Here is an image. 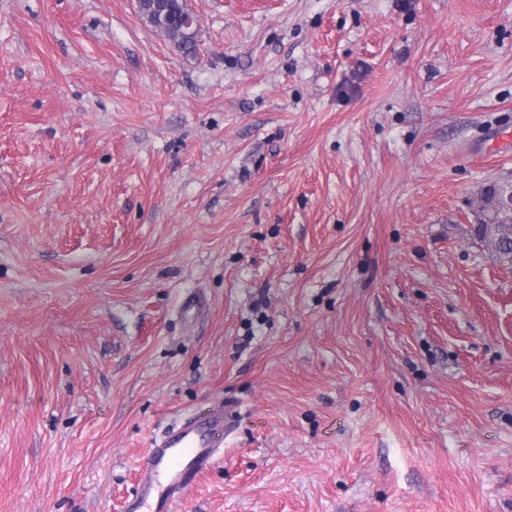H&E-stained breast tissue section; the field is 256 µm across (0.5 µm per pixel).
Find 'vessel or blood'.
<instances>
[{
  "instance_id": "vessel-or-blood-1",
  "label": "vessel or blood",
  "mask_w": 512,
  "mask_h": 512,
  "mask_svg": "<svg viewBox=\"0 0 512 512\" xmlns=\"http://www.w3.org/2000/svg\"><path fill=\"white\" fill-rule=\"evenodd\" d=\"M230 417L229 410L210 407L156 439L140 467L127 512H173L194 479L213 465Z\"/></svg>"
}]
</instances>
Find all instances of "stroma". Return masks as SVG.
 I'll list each match as a JSON object with an SVG mask.
<instances>
[{"mask_svg": "<svg viewBox=\"0 0 512 512\" xmlns=\"http://www.w3.org/2000/svg\"><path fill=\"white\" fill-rule=\"evenodd\" d=\"M0 0V512H512V0ZM162 3H158V2ZM182 0H143L145 12L155 19L152 27L163 30L167 37L176 42L185 54H193L196 49V35L187 37L186 33L194 29L190 25L192 15L182 19ZM185 24V25H184ZM186 26V27H185ZM501 189V197L498 201L492 202L488 201L483 197L481 201L480 211L484 212L486 210H500L502 211V218L498 224H512V185H499ZM507 211L510 212V218H508ZM230 417L228 408L209 407L154 440L127 512H173L194 479L215 462Z\"/></svg>", "mask_w": 512, "mask_h": 512, "instance_id": "stroma-1", "label": "stroma"}]
</instances>
